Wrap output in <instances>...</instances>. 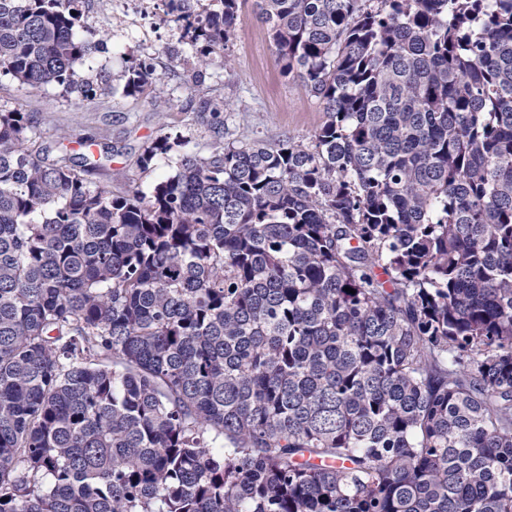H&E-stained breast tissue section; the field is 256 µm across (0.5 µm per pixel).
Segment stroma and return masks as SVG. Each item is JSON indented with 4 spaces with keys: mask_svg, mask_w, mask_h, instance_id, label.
<instances>
[{
    "mask_svg": "<svg viewBox=\"0 0 512 512\" xmlns=\"http://www.w3.org/2000/svg\"><path fill=\"white\" fill-rule=\"evenodd\" d=\"M165 11L161 0H86L84 23L107 37L91 65L105 70L118 85L132 63L152 58L166 107H158L147 95H117L103 103H87L57 88L19 85L0 73V108L47 116V124L40 127L46 140L63 136L110 143V170L90 172L88 178L116 191L129 183L147 192L173 173L168 156L158 158L149 170L138 167L139 155L155 138L179 137L188 140L194 151L207 154L218 119L223 120L224 137L230 141L281 136L311 141L326 119L323 106L298 77L281 72L275 46L251 6H242L234 39L223 52L212 55L198 86L184 67L171 62L172 52L181 44L177 26ZM206 99L220 105L219 115L201 111Z\"/></svg>",
    "mask_w": 512,
    "mask_h": 512,
    "instance_id": "stroma-1",
    "label": "stroma"
}]
</instances>
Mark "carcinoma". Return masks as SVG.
<instances>
[{"mask_svg": "<svg viewBox=\"0 0 512 512\" xmlns=\"http://www.w3.org/2000/svg\"><path fill=\"white\" fill-rule=\"evenodd\" d=\"M164 2L201 66L242 5ZM84 3L0 0V72L115 94ZM253 12L307 144L116 193L0 109V512H512V0Z\"/></svg>", "mask_w": 512, "mask_h": 512, "instance_id": "obj_1", "label": "carcinoma"}]
</instances>
